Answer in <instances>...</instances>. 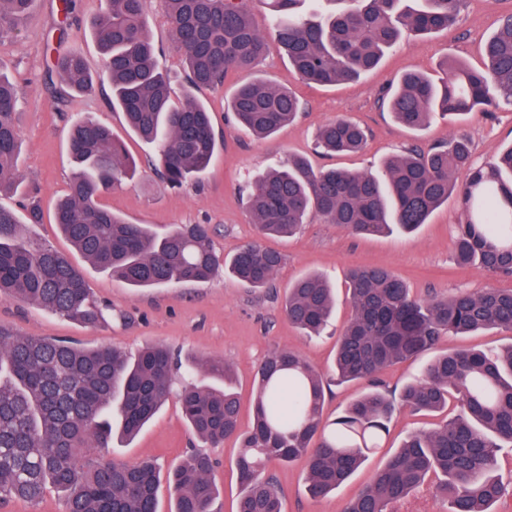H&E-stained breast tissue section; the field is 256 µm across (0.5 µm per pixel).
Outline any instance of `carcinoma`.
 I'll list each match as a JSON object with an SVG mask.
<instances>
[{
	"label": "carcinoma",
	"mask_w": 512,
	"mask_h": 512,
	"mask_svg": "<svg viewBox=\"0 0 512 512\" xmlns=\"http://www.w3.org/2000/svg\"><path fill=\"white\" fill-rule=\"evenodd\" d=\"M264 0L260 28L247 0H165L175 49L187 68L181 102L156 63L148 34L146 0H105L93 27L112 86V106L129 128L157 147L160 172L173 185L201 176L219 144L197 94L224 85L272 47L284 52L303 81L335 84L378 66L405 33L427 35L454 22L462 0ZM35 0H0V38L16 33ZM485 66L457 60L434 80L405 73L383 98L402 126L425 127L437 113L459 120L512 98V15L501 19L484 47ZM55 67L65 85L83 92L93 84L83 54L73 50ZM21 88L0 73V190L15 183L19 163L16 112ZM230 110L260 138L293 122L300 102L288 89L255 76L238 86ZM364 127L349 119L324 125L317 147L358 152ZM70 149L75 173L55 210V223L83 257L131 288L173 286L210 279L224 266L238 281L267 285L283 256L258 244L224 262L212 250L204 224L165 233L133 224L100 204L102 194L132 171L124 144L92 117L77 121ZM464 179L458 180V174ZM463 213L452 241L460 268L478 264L512 276V147L486 167L470 163L466 135L427 150L410 147L389 159L378 175L315 169L303 157L278 162L256 179L247 207L262 236H291L316 217L354 235L413 232L448 197ZM352 314L336 340L339 383L367 388L333 423L323 420L324 381L298 352L279 350L259 367L254 417L244 429L231 366L222 357L192 360V371L217 385L186 381L178 398L191 431L217 446L239 441L235 467L242 486L236 512H283V496L268 465L306 463L314 499L345 483L376 447L397 407L435 412L455 399L458 415L409 436L377 469L344 512H395V506L431 476L449 512H490L507 491L496 473V451L512 445V344L497 352H443L400 396L379 379L387 366L432 349L443 336L485 329L512 330V290L461 291L423 300L390 270L349 269ZM0 297H14L87 326L107 322V308L91 296L83 274L56 250L30 241L14 211L0 206ZM333 289L319 275L289 288L285 315L311 334L327 324ZM175 361L161 345L130 359L112 348L85 349L70 342L18 336L0 326V503L37 501L47 483L65 493L64 512H159L160 471L151 460L126 465L110 460L112 430L135 437L172 393ZM210 455L196 451L167 474L170 512H212L217 497Z\"/></svg>",
	"instance_id": "carcinoma-1"
}]
</instances>
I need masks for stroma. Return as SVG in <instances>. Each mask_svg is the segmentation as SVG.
<instances>
[{
  "instance_id": "1",
  "label": "stroma",
  "mask_w": 512,
  "mask_h": 512,
  "mask_svg": "<svg viewBox=\"0 0 512 512\" xmlns=\"http://www.w3.org/2000/svg\"><path fill=\"white\" fill-rule=\"evenodd\" d=\"M101 6L102 0H75L72 13L66 16L61 12L60 0H38L17 36L0 40V72L23 91L17 109L22 140L20 186L0 192V206L21 215L30 200H39L43 221L26 225V234L67 255L82 271L94 297L111 307L112 318L108 324L89 327L48 314L35 305L0 297V325L20 336L66 338L86 349L109 346L129 356L137 355L148 344L162 343L184 360L209 355L224 358L234 369L240 418L245 425L252 418L255 375L260 364L276 351L293 350L323 373L324 418L331 422L364 389L363 384L355 382L337 384L331 371L336 338L352 312L344 278L349 266L388 268L424 299L460 290L512 289V276L494 275L477 266L454 265L452 240L461 221V209L453 196L413 234L396 232L378 237H358L315 219L304 224L294 237L261 240L246 206L248 187L273 161L291 155L308 157L317 168L377 174L387 158L411 146L427 148L447 143L458 130L471 142V161L476 167L486 165L511 146L510 103L503 101L491 111L472 113L454 125L437 116L422 130L413 131L383 110L381 98L411 69L438 76L443 62L452 58L482 65L484 44L496 32L500 19L512 13V0H465L448 30L402 36L375 69L353 81L335 85L302 82L292 72L287 57L275 51L261 59L253 71L229 72L223 88L201 94L221 143L219 152L199 180L180 187L170 185L148 168V160L155 157L153 146L129 132L122 112L112 107L110 84L99 79L105 60L92 20ZM147 16L159 66L169 72L175 85H182L185 71L173 50L164 0H147ZM75 49L83 52L97 76L92 87L83 92L68 91L55 70L57 57ZM254 74L292 89L302 103L297 120L269 139L257 138L238 127L228 112L235 89ZM88 115L111 127L138 166L132 180L101 196L103 207L132 223L152 225L159 232L175 224L208 225L211 246L223 259L244 245L263 242L284 256L270 284L251 288L220 270L202 283L131 288L88 262L53 222L54 207L67 193L72 172L70 130L78 119ZM339 118L367 128L366 148L335 156L316 153L319 128ZM309 273L321 274L336 290L335 311L318 337L306 336L292 326L283 311L289 285ZM455 412L452 406L431 415L406 408L397 410L380 448L369 454L364 467L321 499L311 498L306 491L304 462L270 465L268 473L283 492L284 512H343L346 501L364 487L409 433L434 428ZM193 450L206 452L216 461V512H235L240 493L234 466L236 443L229 440L214 447L194 436L177 398H170L134 440L113 436L110 455L129 465L153 459L165 469L180 463Z\"/></svg>"
}]
</instances>
